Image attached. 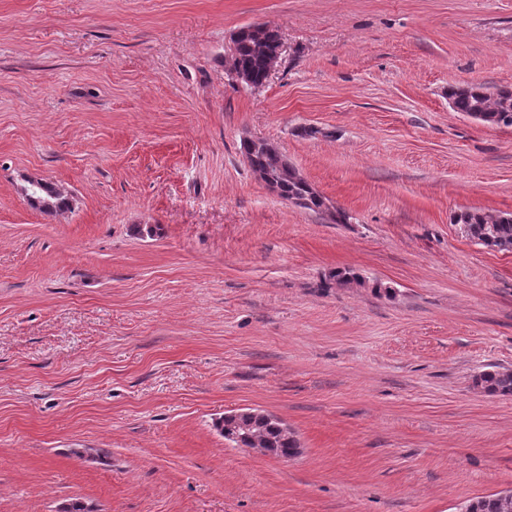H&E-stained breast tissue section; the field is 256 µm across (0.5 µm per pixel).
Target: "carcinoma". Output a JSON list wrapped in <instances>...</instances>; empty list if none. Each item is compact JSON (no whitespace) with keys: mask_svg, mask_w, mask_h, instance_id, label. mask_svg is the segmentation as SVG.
Returning a JSON list of instances; mask_svg holds the SVG:
<instances>
[{"mask_svg":"<svg viewBox=\"0 0 512 512\" xmlns=\"http://www.w3.org/2000/svg\"><path fill=\"white\" fill-rule=\"evenodd\" d=\"M280 38L275 28L264 26L261 35L242 27L238 38L231 41L226 64L229 70L242 76L246 85H261L267 79L270 66L278 63L275 49ZM448 101L453 111L464 115L476 114L478 121L489 126L512 127V87L490 89L480 82H465L448 87ZM240 150L249 168L264 182L275 180L280 197L300 208L321 213L336 223L346 222L343 212L332 211L302 175L265 139H243ZM455 223L475 243L490 249L512 250V215L489 220L477 211H462L454 215ZM473 385L490 395H512V371L492 367L476 375ZM251 437L243 445L269 448L274 456H294L298 441L294 433H282L280 423L268 414L250 418ZM469 512H512V501L491 495L467 503Z\"/></svg>","mask_w":512,"mask_h":512,"instance_id":"carcinoma-1","label":"carcinoma"}]
</instances>
